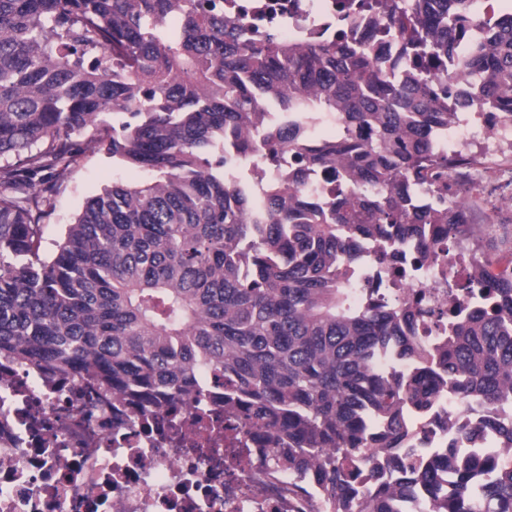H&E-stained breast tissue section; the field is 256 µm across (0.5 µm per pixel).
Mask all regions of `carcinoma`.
I'll use <instances>...</instances> for the list:
<instances>
[{
    "mask_svg": "<svg viewBox=\"0 0 512 512\" xmlns=\"http://www.w3.org/2000/svg\"><path fill=\"white\" fill-rule=\"evenodd\" d=\"M463 5L408 0L400 21L450 60L465 90L450 108L432 77L387 75L374 44L287 42L226 20L224 0H0V354L145 406L211 375L245 424L272 431L277 469L315 472L326 512H398L422 492L429 512H512V279L471 270L481 305L437 354L417 336L428 312L351 293L362 241L434 251L451 186L433 133L482 103L512 117V13L459 45ZM266 103L336 113L340 131L262 128ZM258 127L264 165L297 163L259 207L224 182V156ZM82 132L151 178L88 198L44 257L50 170L75 160ZM310 170L330 194L311 192ZM423 183L433 198L418 207ZM392 352L418 369L383 373ZM445 381L482 407L499 454L402 447L405 410L429 409Z\"/></svg>",
    "mask_w": 512,
    "mask_h": 512,
    "instance_id": "cac0c4a2",
    "label": "carcinoma"
}]
</instances>
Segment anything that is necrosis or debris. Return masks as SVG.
Segmentation results:
<instances>
[{"label": "necrosis or debris", "instance_id": "necrosis-or-debris-1", "mask_svg": "<svg viewBox=\"0 0 512 512\" xmlns=\"http://www.w3.org/2000/svg\"><path fill=\"white\" fill-rule=\"evenodd\" d=\"M360 0H224V16L260 30L275 26L287 40L345 37L354 46L377 42L390 61L414 49L386 11H370L359 25L341 30V15L358 10ZM512 141V117L482 107L452 117L437 140L451 160L482 148L480 177L459 187L461 198L480 196L512 169V156L498 143ZM292 157L268 171L259 155L228 158L227 183L248 186L266 197L271 181L287 176ZM437 256L421 258L415 245H401L404 277L378 259L389 242L361 245L354 296L416 302L428 312L419 334L432 348L449 333L448 312L470 311L474 301L460 288L455 252L468 260L467 238L448 236L435 225ZM448 396L431 410L413 414L416 447L437 452L455 443L461 453L496 451L493 433L460 436L446 420ZM0 512H323L319 492L306 477L275 471L270 445L261 431L239 424L237 409L217 401L213 391L197 399L143 411L131 395L100 399L60 382L48 367L23 365L0 356Z\"/></svg>", "mask_w": 512, "mask_h": 512}]
</instances>
